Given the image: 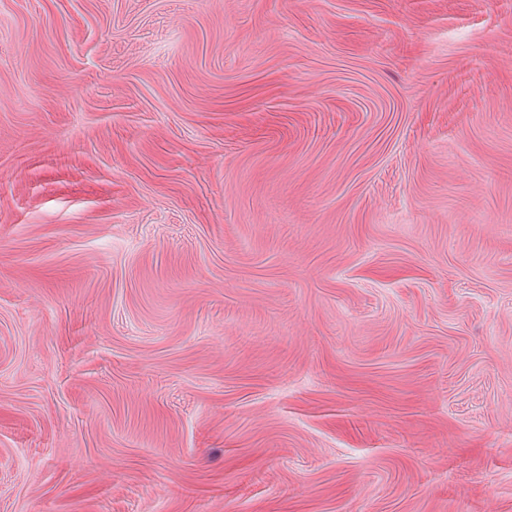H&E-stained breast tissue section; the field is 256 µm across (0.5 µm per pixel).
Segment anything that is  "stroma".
Listing matches in <instances>:
<instances>
[{"mask_svg": "<svg viewBox=\"0 0 512 512\" xmlns=\"http://www.w3.org/2000/svg\"><path fill=\"white\" fill-rule=\"evenodd\" d=\"M0 512H512V0H0Z\"/></svg>", "mask_w": 512, "mask_h": 512, "instance_id": "obj_1", "label": "stroma"}]
</instances>
